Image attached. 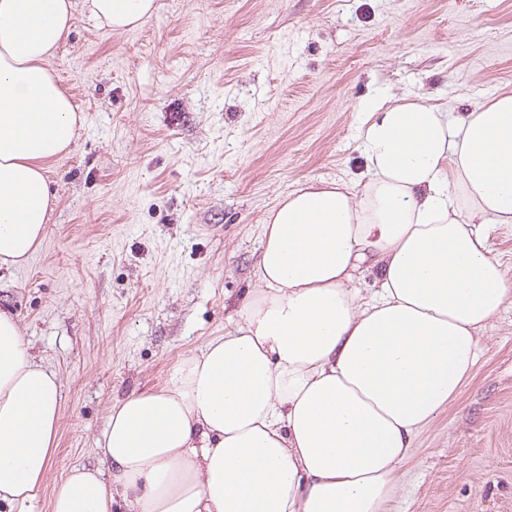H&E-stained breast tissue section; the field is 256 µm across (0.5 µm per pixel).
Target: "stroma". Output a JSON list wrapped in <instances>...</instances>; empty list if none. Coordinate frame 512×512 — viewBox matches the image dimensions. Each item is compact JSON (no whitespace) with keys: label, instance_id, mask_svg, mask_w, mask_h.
I'll return each instance as SVG.
<instances>
[{"label":"stroma","instance_id":"35a3bbf8","mask_svg":"<svg viewBox=\"0 0 512 512\" xmlns=\"http://www.w3.org/2000/svg\"><path fill=\"white\" fill-rule=\"evenodd\" d=\"M50 65L83 126L46 164L43 242L0 268V308L62 384L33 512L96 465L112 404L233 328L279 199L365 180V103L457 115L512 91V0H156L124 32L80 9ZM480 336L387 512H512V304Z\"/></svg>","mask_w":512,"mask_h":512}]
</instances>
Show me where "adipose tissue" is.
Segmentation results:
<instances>
[{"mask_svg":"<svg viewBox=\"0 0 512 512\" xmlns=\"http://www.w3.org/2000/svg\"><path fill=\"white\" fill-rule=\"evenodd\" d=\"M114 31L155 0H0V267L42 242L47 160L82 121L49 60L78 5ZM367 180L288 192L263 226L234 329L167 385L115 402L99 464L51 512H385L414 439L452 403L512 282L488 249L512 224V93L449 117L396 103L365 133ZM374 271L371 296L354 281ZM57 374L0 309V502L31 512L55 450Z\"/></svg>","mask_w":512,"mask_h":512,"instance_id":"1","label":"adipose tissue"}]
</instances>
